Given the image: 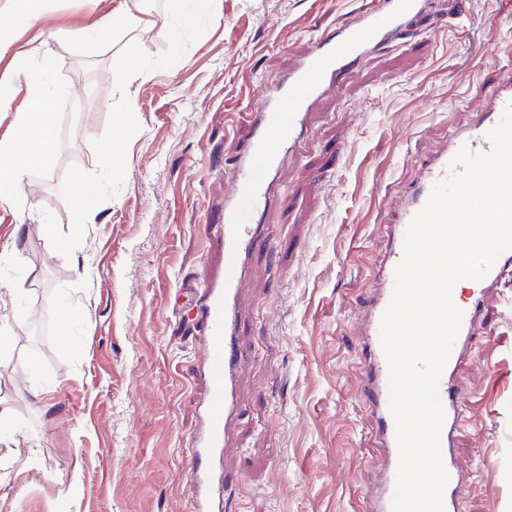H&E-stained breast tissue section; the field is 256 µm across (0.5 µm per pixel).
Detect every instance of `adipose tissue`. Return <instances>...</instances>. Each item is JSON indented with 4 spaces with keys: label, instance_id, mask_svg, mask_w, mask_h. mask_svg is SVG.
<instances>
[{
    "label": "adipose tissue",
    "instance_id": "ef3b65f1",
    "mask_svg": "<svg viewBox=\"0 0 512 512\" xmlns=\"http://www.w3.org/2000/svg\"><path fill=\"white\" fill-rule=\"evenodd\" d=\"M60 65L52 52L31 57L20 54L0 74V112H14V134L0 140V201L18 199L20 178L44 167L52 154L55 97L45 81ZM26 84L25 99H18L19 84Z\"/></svg>",
    "mask_w": 512,
    "mask_h": 512
}]
</instances>
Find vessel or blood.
<instances>
[{"label": "vessel or blood", "mask_w": 512, "mask_h": 512, "mask_svg": "<svg viewBox=\"0 0 512 512\" xmlns=\"http://www.w3.org/2000/svg\"><path fill=\"white\" fill-rule=\"evenodd\" d=\"M423 9L421 0H364L357 24L347 23L318 35L288 74L263 87L258 111L241 115L247 135L237 157L236 178L224 196V221L206 226V233L223 242V262L201 282L184 284L193 297L205 331L199 338L201 356L196 369L206 391L201 403V427L188 442L186 475L195 496L191 512H227L228 489L244 483L243 473L224 465L240 416L239 382L247 364L241 344L246 322L241 296L246 270L258 244L266 242L259 218L266 210L283 154L294 151L307 127L309 111L320 98L339 89L340 73L371 47L397 36ZM485 107L470 123L452 130L443 145L421 164L420 176L388 224L383 258L377 268L373 294L364 302L356 325L362 368L363 395L382 450V485L371 512H391L399 452L395 422L389 410L388 365L380 340L382 314L390 300L394 272L402 259L404 233L427 202L433 185L448 177L450 162L460 148L480 154L491 150L489 131L512 101V74L486 93ZM512 286V250L503 253L471 296L457 306L464 313L459 335L440 380L445 418L440 434L442 458L449 474L444 491L445 512H461L466 475L453 453L463 395L456 383L458 363L486 318V293Z\"/></svg>", "instance_id": "b4317fda"}]
</instances>
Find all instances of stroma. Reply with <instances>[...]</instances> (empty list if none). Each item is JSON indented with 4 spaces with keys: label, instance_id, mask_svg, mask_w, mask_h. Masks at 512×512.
Segmentation results:
<instances>
[{
    "label": "stroma",
    "instance_id": "obj_1",
    "mask_svg": "<svg viewBox=\"0 0 512 512\" xmlns=\"http://www.w3.org/2000/svg\"><path fill=\"white\" fill-rule=\"evenodd\" d=\"M124 2L52 0L0 57V71L40 46L60 59L50 163L0 202V252H18L0 265L12 338L0 351V512H190L203 386L189 375L196 309L180 288L219 255L204 227L223 218L240 112L315 35L357 23L363 0H202L189 21L178 0H144L112 41L72 40ZM511 72L512 22L491 0H425L406 36L372 48L311 109L264 218L276 248L255 252L242 299L250 363L226 456L247 477L229 493L236 512H367L381 451L353 323L421 162ZM115 136L124 159L102 167ZM80 178L93 195L78 226ZM66 304L81 313L65 325ZM487 304L459 371L456 454L474 475L462 512H512V315L501 295Z\"/></svg>",
    "mask_w": 512,
    "mask_h": 512
}]
</instances>
